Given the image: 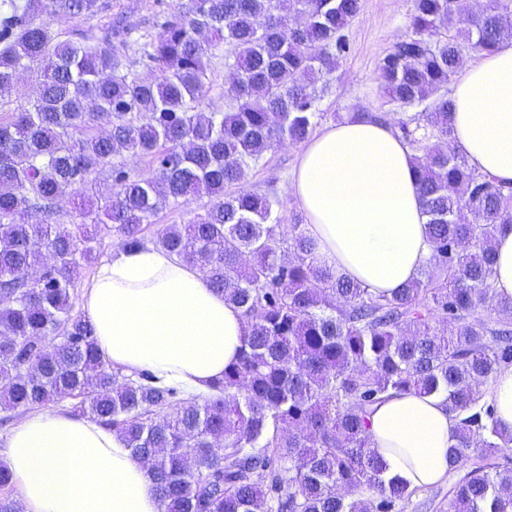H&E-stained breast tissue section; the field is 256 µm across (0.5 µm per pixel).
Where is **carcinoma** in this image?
Masks as SVG:
<instances>
[{
	"label": "carcinoma",
	"mask_w": 512,
	"mask_h": 512,
	"mask_svg": "<svg viewBox=\"0 0 512 512\" xmlns=\"http://www.w3.org/2000/svg\"><path fill=\"white\" fill-rule=\"evenodd\" d=\"M111 8L0 0V97L41 65L39 95L0 120V410L71 400L147 462L164 512H391L412 490L384 477L370 409L393 394L441 393L458 428L450 468L473 453L486 460L448 512H512V467L488 463L512 433L483 389L512 364V298L485 309L512 186L449 146L447 95L462 49L490 54L512 35V0L479 11L413 0L411 33L379 62L388 102L424 106L430 128L409 142L434 252L390 297L321 266L301 225L283 231L275 197L237 189L264 152L306 141L324 117L314 86L347 53L361 0H188L140 48L149 80L124 69L131 32L120 22L101 40L72 41L38 20ZM285 13L304 22L284 30ZM223 44L233 81L224 106H204ZM128 153L150 157L152 173L130 175ZM105 170L112 184L89 208L94 224L60 222L56 201ZM190 194L210 199L205 212L160 225L155 245L202 270L246 323L240 356L209 397L112 371L72 301L80 268L99 260L98 232L142 248L159 213ZM30 209L39 223L23 220Z\"/></svg>",
	"instance_id": "1"
}]
</instances>
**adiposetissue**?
<instances>
[{"label": "adipose tissue", "mask_w": 512, "mask_h": 512, "mask_svg": "<svg viewBox=\"0 0 512 512\" xmlns=\"http://www.w3.org/2000/svg\"><path fill=\"white\" fill-rule=\"evenodd\" d=\"M449 98L453 144L470 168L512 184V40L460 73ZM306 217L319 263L376 296L419 278L434 247L415 154L389 123L364 117L305 142L285 189ZM492 293L512 298V225L494 241ZM82 315L113 369L199 394L239 354L245 320L196 267L159 247L121 250L87 287ZM387 477L440 484L457 444L443 397L394 394L369 416ZM24 512H161L147 468L115 429L49 407L26 413L0 444Z\"/></svg>", "instance_id": "obj_1"}]
</instances>
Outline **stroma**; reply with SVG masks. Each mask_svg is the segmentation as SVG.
<instances>
[{"label": "stroma", "instance_id": "1", "mask_svg": "<svg viewBox=\"0 0 512 512\" xmlns=\"http://www.w3.org/2000/svg\"><path fill=\"white\" fill-rule=\"evenodd\" d=\"M183 0H112V13L129 27L132 38L153 39L164 16L181 6ZM412 0H362L359 14L346 31L349 50L335 72L317 82L319 109L326 117L356 108L385 117L393 126L408 122L423 126L422 110L388 103L380 89L378 63L400 39L410 32ZM299 145L283 142L272 147L260 164L241 182L243 190L270 194L281 203V224H300L302 212L284 193L296 163ZM463 469L449 471L440 484L414 492L397 503L394 512H448V503Z\"/></svg>", "mask_w": 512, "mask_h": 512}]
</instances>
